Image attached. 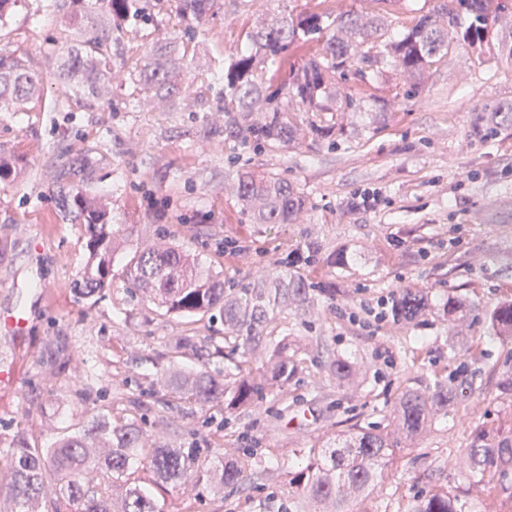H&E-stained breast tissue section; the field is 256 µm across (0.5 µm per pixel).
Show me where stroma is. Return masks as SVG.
I'll return each mask as SVG.
<instances>
[{
    "instance_id": "1",
    "label": "stroma",
    "mask_w": 512,
    "mask_h": 512,
    "mask_svg": "<svg viewBox=\"0 0 512 512\" xmlns=\"http://www.w3.org/2000/svg\"><path fill=\"white\" fill-rule=\"evenodd\" d=\"M488 41L476 51L461 45L435 62L412 96L394 72L339 81L342 96L363 101L358 112H337L336 143L312 134L295 144L243 150L232 161L224 143L219 107L223 84L213 81L215 62L245 42L254 20L277 25L302 11H373L370 0H220L196 37L185 41L172 0H163L149 28L128 25L115 35L104 74L111 103H90L65 92L55 78L68 46L82 32L65 26L62 10L31 23L40 0H19L0 26V47L27 59L40 90L23 111H0V151L18 156L24 176L0 180V363L16 367L14 388L0 389V512L12 503L5 450L17 431L39 447L77 429L108 406L123 415L125 384L163 387L167 347L184 336L186 320L169 316L131 295L123 269L131 253L179 244L202 269L230 281H255L278 270L309 242L345 252L344 266H300L316 285L336 286L335 298L319 297L300 313L277 315L274 336L308 344L315 359L286 390L266 389L251 414L225 419L221 405L172 399L167 423L150 418L157 440L188 444L224 423V438L202 468L243 459L244 478L214 498L206 483L162 491L165 512L191 500L194 512H286L288 488L257 479L260 461L280 467L303 463L311 448L362 429L387 426L406 387L434 388L467 369L475 393L466 414L439 416L419 438L398 440L379 489L353 502L354 512H404L409 497L442 486L460 491L464 505L479 498L449 472V451L464 452L475 436L512 437V339L493 338L488 314L512 299V60L501 54L512 35V0ZM185 45L180 90L161 101L129 98L132 71L146 53ZM385 102L384 120L374 115ZM61 159L59 175L44 176L49 155ZM287 179L305 207L293 224H250L237 205V167ZM98 198L119 224L122 255L112 262V284L95 304L69 285L87 261L84 227L64 216L59 186ZM232 249L219 253L217 243ZM448 255L440 265V255ZM425 292L431 310L393 340L374 319L379 300L402 290ZM452 297L468 301L461 320L437 308ZM26 315L22 336L3 325L10 313ZM360 368L336 385L325 373L336 356ZM499 372L478 373L479 361ZM89 371L101 398L78 400L75 378ZM331 392L328 400L320 392Z\"/></svg>"
}]
</instances>
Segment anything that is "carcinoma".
Instances as JSON below:
<instances>
[{
    "label": "carcinoma",
    "mask_w": 512,
    "mask_h": 512,
    "mask_svg": "<svg viewBox=\"0 0 512 512\" xmlns=\"http://www.w3.org/2000/svg\"><path fill=\"white\" fill-rule=\"evenodd\" d=\"M107 24L118 32L131 22L153 23L146 9L148 0H99ZM217 5V0H177L176 12L191 39L194 29ZM504 10L501 0H441L419 16L400 38L389 32L386 11L365 15L351 13L300 12L288 15L283 25L256 26L245 35V47L224 59V71L216 77L224 81V139L239 142L255 151L288 147L299 134L298 114L279 101L282 95L294 98L304 112L314 116L307 127L317 137L333 142L334 126L324 113L339 109H362L350 98L333 107L332 81L349 73L364 78L391 67L410 88L422 81L435 59L464 44L482 48L484 38ZM298 40L317 41L315 55L291 71L277 88L264 83L267 59L288 51ZM107 39L92 35L68 48V58L56 73L67 88L80 92L95 103L112 100V84L103 77ZM179 59L172 52H158L147 61L139 75L131 79L133 92L149 93L160 99L178 90ZM39 89L26 60L0 50V107L14 112ZM0 179L23 171L20 160L0 152ZM238 202L252 224H292L305 206L301 195L288 181L273 175L257 178L237 173ZM62 210L85 227L88 261L83 273L70 287L81 299L96 303L112 282V255L120 248L119 228L111 224L106 208L95 198L60 188ZM330 266L344 262V255L327 253L312 244L297 262L310 266L320 262ZM125 278L141 299L169 315L187 319L219 320L234 336L232 351L239 354L237 372L215 374L206 366L185 371L178 367L184 359L203 354L201 337L192 333L167 349L171 369L167 380L169 395L188 399L201 406L224 405V413L246 415L253 400L270 382L284 387L296 377L306 362V350L286 336L270 338L269 324L276 314L293 306L305 311L316 296H334V288L313 286L293 271L252 283L230 284L202 270L193 256L180 246L134 253L125 267ZM428 310L427 298L405 289L391 303V337L397 338L403 325ZM489 320L498 336L512 331V300L495 308ZM262 347V362L248 367L256 347ZM329 376L341 385L356 375V365L345 356L328 368ZM473 394L465 379L454 378L432 392L409 387L401 394L391 416L400 432L417 436L428 431L441 412L465 405ZM128 414L115 417L101 409L80 429L58 437L49 447L40 448L24 433L16 434L6 451L7 477L13 509L10 512H42V487L51 482L57 498L74 507V512H111L113 501L122 502L123 512H163L156 492L168 486L186 484L196 474L201 448H181L162 442H148L143 429L144 407L131 395ZM388 431L368 428L326 453L313 454L309 463L288 471V512H351L349 505L371 496L382 467L388 463ZM448 471L463 472L469 486L492 493L508 489L512 478V439L496 443H473L465 455L448 453ZM100 472L101 482L89 486L83 470ZM236 462L207 475L211 489L221 494L224 487L242 479ZM406 512H462L460 495L444 488L422 491L408 502Z\"/></svg>",
    "instance_id": "carcinoma-1"
}]
</instances>
